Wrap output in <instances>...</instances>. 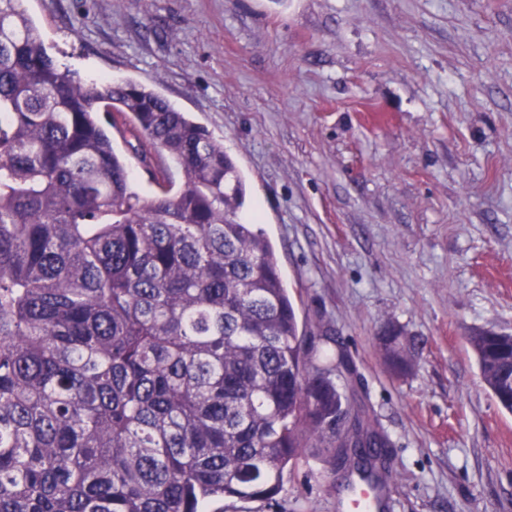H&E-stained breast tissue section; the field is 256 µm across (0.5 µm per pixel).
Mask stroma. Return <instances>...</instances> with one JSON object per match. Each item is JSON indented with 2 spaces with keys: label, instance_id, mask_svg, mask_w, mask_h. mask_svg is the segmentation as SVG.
I'll list each match as a JSON object with an SVG mask.
<instances>
[{
  "label": "stroma",
  "instance_id": "1",
  "mask_svg": "<svg viewBox=\"0 0 512 512\" xmlns=\"http://www.w3.org/2000/svg\"><path fill=\"white\" fill-rule=\"evenodd\" d=\"M86 80L156 91L222 142L261 214L301 325L355 362L389 440L385 512H512V413L469 343L512 335V0H21ZM116 152L145 196L180 185ZM400 328L397 378L378 337ZM313 461L276 502L215 512H352Z\"/></svg>",
  "mask_w": 512,
  "mask_h": 512
}]
</instances>
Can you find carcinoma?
Segmentation results:
<instances>
[{
    "label": "carcinoma",
    "instance_id": "obj_1",
    "mask_svg": "<svg viewBox=\"0 0 512 512\" xmlns=\"http://www.w3.org/2000/svg\"><path fill=\"white\" fill-rule=\"evenodd\" d=\"M18 0H0V512H204L272 501L285 472L336 468L383 489L386 436L352 412L300 330L246 183L202 126L131 81L61 67ZM182 173L143 196L111 115ZM401 330L384 364L416 357ZM512 412V335L469 337Z\"/></svg>",
    "mask_w": 512,
    "mask_h": 512
}]
</instances>
